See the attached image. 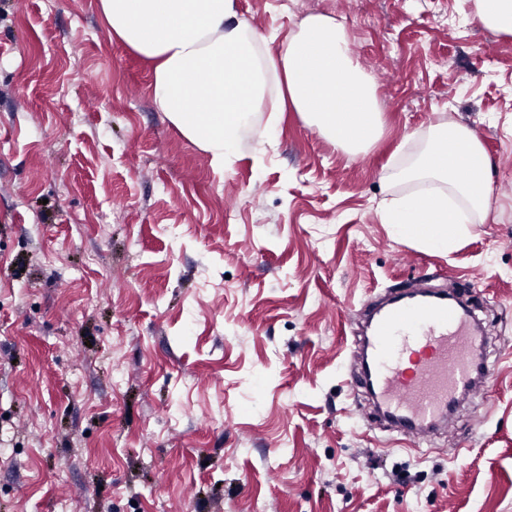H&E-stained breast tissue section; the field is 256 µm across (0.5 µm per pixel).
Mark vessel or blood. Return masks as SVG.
<instances>
[{
  "instance_id": "vessel-or-blood-1",
  "label": "vessel or blood",
  "mask_w": 512,
  "mask_h": 512,
  "mask_svg": "<svg viewBox=\"0 0 512 512\" xmlns=\"http://www.w3.org/2000/svg\"><path fill=\"white\" fill-rule=\"evenodd\" d=\"M486 336L471 314L447 294L431 291L393 297L369 338L371 358L362 362L360 381L377 410L397 428L404 446L419 447L434 426L446 421L461 392L486 395L473 386L476 352Z\"/></svg>"
}]
</instances>
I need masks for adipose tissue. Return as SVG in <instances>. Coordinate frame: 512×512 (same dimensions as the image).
I'll return each instance as SVG.
<instances>
[{"label": "adipose tissue", "mask_w": 512, "mask_h": 512, "mask_svg": "<svg viewBox=\"0 0 512 512\" xmlns=\"http://www.w3.org/2000/svg\"><path fill=\"white\" fill-rule=\"evenodd\" d=\"M113 39L153 64L152 97L180 133L216 167L237 153L233 133L262 112H298L321 135L348 149L380 135L370 77L349 52L345 27L305 17L278 53L239 17L235 0H97ZM274 95H267L269 84ZM491 162L476 133L447 122L429 138L413 179H445L451 192L423 189L382 212L396 239L449 252L482 223L492 191Z\"/></svg>", "instance_id": "ef3b65f1"}]
</instances>
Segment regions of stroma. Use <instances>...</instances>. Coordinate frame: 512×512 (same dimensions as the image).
Listing matches in <instances>:
<instances>
[{
    "label": "stroma",
    "mask_w": 512,
    "mask_h": 512,
    "mask_svg": "<svg viewBox=\"0 0 512 512\" xmlns=\"http://www.w3.org/2000/svg\"><path fill=\"white\" fill-rule=\"evenodd\" d=\"M372 78L378 141L295 112L225 168L158 112L96 0H0V512H512V37L460 0H317ZM278 52L299 0H236ZM452 119L484 223L397 240L395 180ZM420 278L496 333L487 399L420 449L351 383V315ZM464 445L455 453V445Z\"/></svg>",
    "instance_id": "stroma-1"
}]
</instances>
